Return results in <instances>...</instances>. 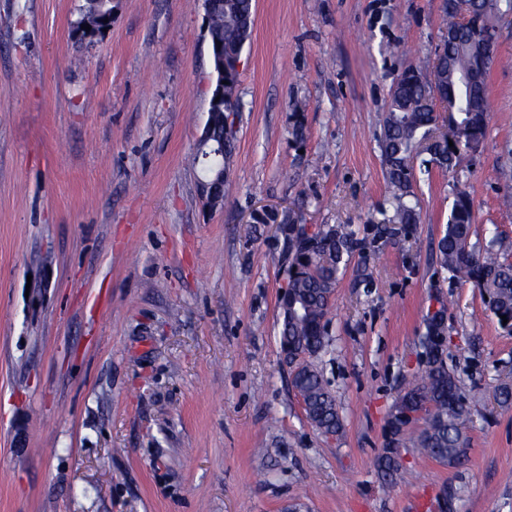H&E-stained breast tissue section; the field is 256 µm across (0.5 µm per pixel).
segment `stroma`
I'll list each match as a JSON object with an SVG mask.
<instances>
[{"label":"stroma","mask_w":512,"mask_h":512,"mask_svg":"<svg viewBox=\"0 0 512 512\" xmlns=\"http://www.w3.org/2000/svg\"><path fill=\"white\" fill-rule=\"evenodd\" d=\"M83 3L0 0V512H512V407L496 398L512 335L436 261L460 188L477 237L512 239V14L482 146L451 172L416 166L419 224L339 279L316 360L344 420L329 438L280 352L283 238L240 227L261 210L365 226L390 86L431 69L444 0H255L214 211L189 160L211 94L203 0H118L111 29L79 39ZM441 299L470 451L451 467L405 448L385 476L388 414ZM198 183L200 198L206 208L217 210L224 206V196L227 195L231 187L229 176L224 172V165H222L219 178L206 173L204 177L199 178Z\"/></svg>","instance_id":"1"}]
</instances>
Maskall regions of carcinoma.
<instances>
[{"instance_id":"carcinoma-1","label":"carcinoma","mask_w":512,"mask_h":512,"mask_svg":"<svg viewBox=\"0 0 512 512\" xmlns=\"http://www.w3.org/2000/svg\"><path fill=\"white\" fill-rule=\"evenodd\" d=\"M210 16V29L224 39V51L233 52L246 41L254 25L252 0H232L226 6L216 0ZM476 13L495 20L512 13V0H475ZM443 24L455 32L459 43L475 40L471 26L457 21L453 0H444ZM456 52L447 43L436 55L431 70L410 66L402 71L392 86L389 112L379 140L386 173L387 198L378 210L379 218L370 222L371 237L360 238L352 224H319L310 237L305 225L289 219L277 220L274 213L256 212L252 224H278L285 241L290 266L285 293L279 297L281 316L280 344L298 358L299 370L292 376V387L303 398L306 418L324 435H339L343 418L336 398L313 364V358L330 347L326 332L335 288L354 252L377 254L386 244L405 237L419 223L420 212L412 189L413 163L421 161L442 170H452L469 155L474 145L486 136L488 75H483L475 97L462 91V112L449 131L438 130V117L421 108V102L433 97L436 73L448 75V57ZM472 197L466 190L456 193L448 224L438 244L439 266L451 277L472 282L478 288L486 309L500 327L512 334V243L496 234L474 238ZM424 348L433 347L434 339L448 333L445 320H424ZM405 410L418 413L401 419ZM472 412V405L462 396L460 380L439 354L430 358L416 384L398 393L388 419L389 437L379 457V468L394 472V456L409 442L425 456L448 466L467 458L468 439L461 424Z\"/></svg>"}]
</instances>
